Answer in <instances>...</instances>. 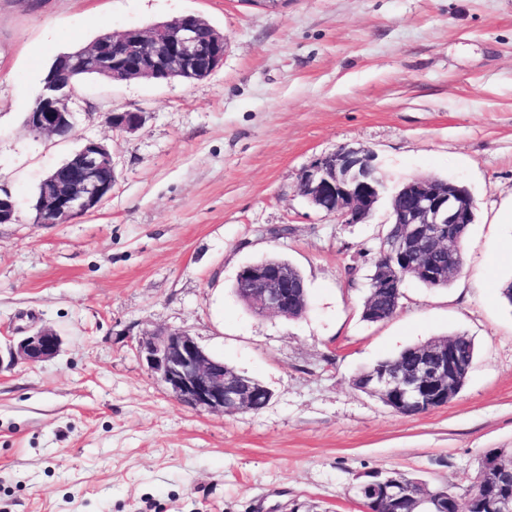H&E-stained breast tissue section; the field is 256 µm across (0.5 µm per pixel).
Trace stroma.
Segmentation results:
<instances>
[{
  "instance_id": "1",
  "label": "stroma",
  "mask_w": 512,
  "mask_h": 512,
  "mask_svg": "<svg viewBox=\"0 0 512 512\" xmlns=\"http://www.w3.org/2000/svg\"><path fill=\"white\" fill-rule=\"evenodd\" d=\"M226 39L207 78L74 89L68 138L25 116L46 69L104 32L185 15ZM142 113L131 132L111 112ZM108 144L112 193L39 224L46 176ZM367 149L386 186L370 219L311 206L301 172ZM432 176L477 202L445 288L403 285L361 318L390 196ZM0 342L49 328L52 360L0 372V512H364L356 486L395 471L463 493L491 448L512 452V0H0ZM279 257L309 291L297 319L257 316L239 270ZM184 330L271 392L261 411L181 405L138 351ZM459 332L477 356L447 406L403 416L353 384L401 349ZM407 278L414 279V280L420 282L421 284H423L427 287H430V288L447 287L449 282L451 281V279H448V280L442 281L438 284H434V283H427V282L423 281L422 279L416 278L415 276L406 275L403 277L402 283H401L399 289H393L383 295L377 296L373 300L370 299L369 296L367 297V299L364 303V310L366 307H368V308L374 310L378 315H377V318L375 321H371L366 315H364V311H363L364 318L367 321H370V323L384 322V321L392 318L397 313L398 309L400 308V301H401V298L403 297L402 286Z\"/></svg>"
}]
</instances>
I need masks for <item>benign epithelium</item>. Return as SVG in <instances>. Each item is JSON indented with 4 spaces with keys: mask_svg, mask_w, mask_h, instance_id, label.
Instances as JSON below:
<instances>
[{
    "mask_svg": "<svg viewBox=\"0 0 512 512\" xmlns=\"http://www.w3.org/2000/svg\"><path fill=\"white\" fill-rule=\"evenodd\" d=\"M199 17L187 15L157 24L148 30L128 29L107 33L72 53L73 64L113 82L131 79H169L175 75L208 76L224 59V34L210 28L200 33ZM115 129L133 131L143 120L140 112L107 114ZM74 111L69 86L50 71L45 93L28 112L27 128L36 134L61 136L71 130ZM374 154L364 149L341 147L318 157L300 176L302 195L314 208L337 216L344 224H361L373 214L384 190L374 163ZM114 166L108 147L90 141L67 162V169L51 173L43 183L37 203L40 224H64L86 214L112 192ZM403 200L391 206V223L398 225L396 238L388 243L390 260L372 275L370 287L380 293L397 283L401 274L414 270L429 281L450 277L453 254L461 237L450 235L456 225L471 223L477 209L467 188L434 177L403 185L395 196ZM17 221L11 194L0 191V224ZM293 277L288 265L249 264L241 268L236 284L247 304L257 314L288 317ZM61 338L49 328L38 329L0 348V370L20 361L36 364L55 358ZM139 350L158 381L181 404L195 410L233 414L255 410L261 400L269 404L266 387L223 361L212 357L185 330L147 332ZM455 347L446 340L423 349L413 365L403 372L377 371L364 391L381 399L395 411L415 406L428 411L445 406L459 376ZM486 485L500 494L490 505L492 512H512V466L500 455L487 451L480 467ZM366 512H396L401 499L395 478L375 473L358 486Z\"/></svg>",
    "mask_w": 512,
    "mask_h": 512,
    "instance_id": "1",
    "label": "benign epithelium"
}]
</instances>
